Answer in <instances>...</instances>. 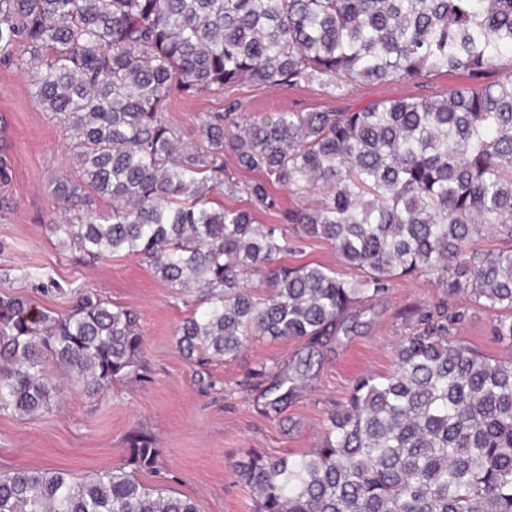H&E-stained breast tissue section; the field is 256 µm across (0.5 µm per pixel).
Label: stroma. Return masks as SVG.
<instances>
[{
    "label": "stroma",
    "instance_id": "obj_1",
    "mask_svg": "<svg viewBox=\"0 0 512 512\" xmlns=\"http://www.w3.org/2000/svg\"><path fill=\"white\" fill-rule=\"evenodd\" d=\"M460 74L433 73L419 82L363 83L342 99L359 107L374 100L439 97L466 83ZM241 103L249 117L277 112H316L334 101L319 86L268 87L242 83L205 99L172 94L168 117L183 140L197 137L205 113ZM69 130L32 97V84L17 65L0 64V147L8 156V181H0V293L30 298L41 309L67 313L78 294L92 292L135 310L144 336L140 376L115 382L99 397L63 384L52 409L35 417L0 414V472L19 468L68 470L88 475L126 465L127 438L153 436L163 468L139 471L148 486L167 477L201 512H253V499L233 471L237 460L259 451L293 457L318 447L330 415L356 380L387 374L395 350L415 327L417 310L441 297L432 277H400L387 293L354 315L350 334L323 349L305 388L278 417L260 413L254 387L262 366H281L302 350L300 340L253 338L232 359L202 365L177 348L174 332L187 317L185 296L169 288L146 260L118 254L90 261L52 233L67 205L59 180H77ZM285 265L317 264L343 277L352 271L321 240H300ZM467 308L459 340L484 354L507 359L512 346L497 341L491 312L456 297Z\"/></svg>",
    "mask_w": 512,
    "mask_h": 512
}]
</instances>
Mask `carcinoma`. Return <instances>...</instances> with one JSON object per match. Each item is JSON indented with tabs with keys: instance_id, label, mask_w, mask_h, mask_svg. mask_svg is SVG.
<instances>
[{
	"instance_id": "obj_1",
	"label": "carcinoma",
	"mask_w": 512,
	"mask_h": 512,
	"mask_svg": "<svg viewBox=\"0 0 512 512\" xmlns=\"http://www.w3.org/2000/svg\"><path fill=\"white\" fill-rule=\"evenodd\" d=\"M16 49L81 169L59 181L72 214L52 233L89 260L145 258L178 293L195 289L199 310L176 329L188 358L233 357L255 336L306 341V355L258 370L261 413H282L317 347L400 277L435 276L443 298L495 312V335L512 342V250L473 248L485 231L512 238V0H0V61ZM432 72L470 82L269 119L231 100L190 145L167 118L175 89L317 84L340 99L358 83ZM226 150L266 180L237 181ZM270 183L299 205L281 207ZM88 188L110 209L94 208ZM223 189L279 223L211 208ZM290 229L330 243L356 275L278 265ZM466 315L419 311L394 369L354 383L319 447L236 462L255 512H512V359L458 340ZM142 347L138 314L97 294L62 316L1 294L0 413L49 411L60 374L98 396L137 374ZM128 452L131 471L0 474V512H200L136 476L161 466L151 436L131 435Z\"/></svg>"
}]
</instances>
